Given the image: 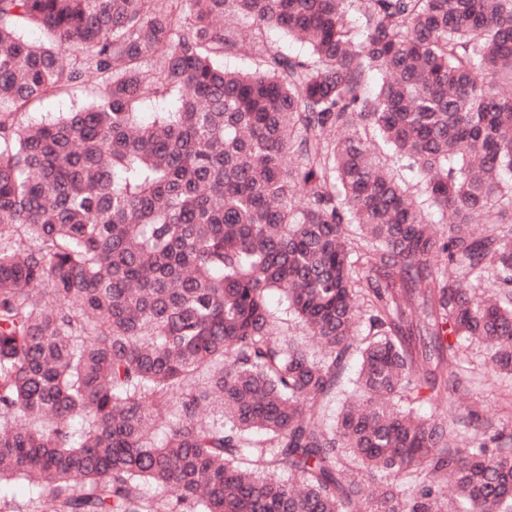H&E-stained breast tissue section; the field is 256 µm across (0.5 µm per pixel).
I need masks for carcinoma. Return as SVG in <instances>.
<instances>
[{
    "label": "carcinoma",
    "instance_id": "cac0c4a2",
    "mask_svg": "<svg viewBox=\"0 0 512 512\" xmlns=\"http://www.w3.org/2000/svg\"><path fill=\"white\" fill-rule=\"evenodd\" d=\"M473 342L512 375V0H0V480L51 512H512V432L414 412L470 392ZM84 93L77 92L66 98H48L37 104L35 110L28 114V120H41L48 116H53L58 112H67L73 104H78L83 98ZM268 304L270 309L275 312L279 317L287 319L284 320L283 323H279L278 329L276 332L280 335L277 336L279 338H288V336L298 337L302 338V340L307 344L309 347H314V342L312 339L306 334L305 329L303 328L302 324L298 322L297 319H295L292 316L286 317L285 314H282V301L281 297L278 293L273 292L268 295ZM43 495L32 488L31 485L22 480H3L0 483V503L3 501H25L34 506H40Z\"/></svg>",
    "mask_w": 512,
    "mask_h": 512
}]
</instances>
